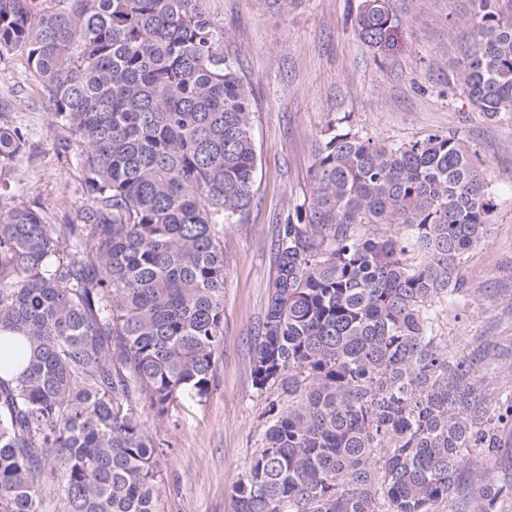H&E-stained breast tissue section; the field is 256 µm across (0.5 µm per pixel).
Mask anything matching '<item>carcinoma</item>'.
Returning a JSON list of instances; mask_svg holds the SVG:
<instances>
[{"mask_svg": "<svg viewBox=\"0 0 512 512\" xmlns=\"http://www.w3.org/2000/svg\"><path fill=\"white\" fill-rule=\"evenodd\" d=\"M452 82L489 119L512 114V0H473ZM390 0L359 34L390 44ZM27 54L95 219L0 210V512H164V419L202 400L224 343V225L254 196L251 87L204 0H0V61ZM0 125V165L26 151ZM455 134L375 141L348 116L324 131L312 191L277 240L255 336L261 446L234 512H502L492 461L512 394L448 341L463 256L496 203ZM403 227L389 233L385 228Z\"/></svg>", "mask_w": 512, "mask_h": 512, "instance_id": "carcinoma-1", "label": "carcinoma"}]
</instances>
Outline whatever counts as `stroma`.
<instances>
[{
	"mask_svg": "<svg viewBox=\"0 0 512 512\" xmlns=\"http://www.w3.org/2000/svg\"><path fill=\"white\" fill-rule=\"evenodd\" d=\"M363 0H207L224 53L253 89L256 191L241 223L224 227V344L204 401L170 419L138 411L170 446L161 463L164 512H233L232 490L259 447L263 398L251 378L254 336L276 276L275 241L311 193L310 170L327 123L349 116L376 140L405 143L455 133L476 150L496 198L491 230L464 256V303L449 308V338L489 345L481 381L512 390V120L487 119L449 84L472 42V0H394L402 26L386 52L357 31ZM27 139L0 168V207L40 210L47 223L88 224L91 204L66 162L24 53L0 62V124Z\"/></svg>",
	"mask_w": 512,
	"mask_h": 512,
	"instance_id": "1",
	"label": "stroma"
}]
</instances>
